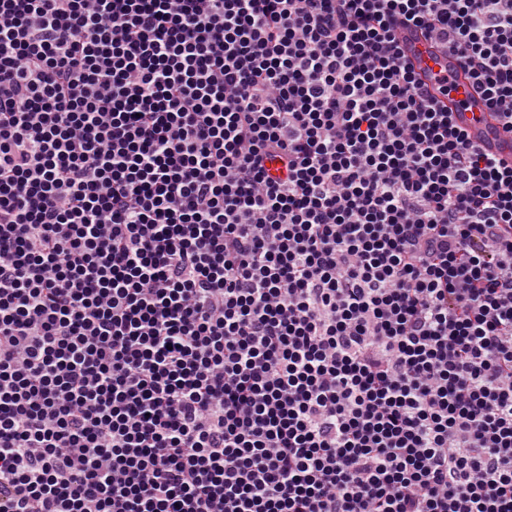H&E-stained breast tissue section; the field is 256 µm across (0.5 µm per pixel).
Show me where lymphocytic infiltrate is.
<instances>
[{
	"mask_svg": "<svg viewBox=\"0 0 512 512\" xmlns=\"http://www.w3.org/2000/svg\"><path fill=\"white\" fill-rule=\"evenodd\" d=\"M512 0H0V512H512ZM399 37L420 79L448 105L454 122L497 161L512 166V133L489 111L483 94L465 76L456 57L433 49L418 30L401 29ZM440 86H448V95Z\"/></svg>",
	"mask_w": 512,
	"mask_h": 512,
	"instance_id": "lymphocytic-infiltrate-1",
	"label": "lymphocytic infiltrate"
}]
</instances>
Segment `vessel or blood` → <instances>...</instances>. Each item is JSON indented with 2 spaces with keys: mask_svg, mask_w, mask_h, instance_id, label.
<instances>
[{
  "mask_svg": "<svg viewBox=\"0 0 512 512\" xmlns=\"http://www.w3.org/2000/svg\"><path fill=\"white\" fill-rule=\"evenodd\" d=\"M399 37L420 79L434 90L447 87L442 101L454 122L497 161L512 166V133L489 111L483 94L465 76L455 56L433 49L420 31L403 29Z\"/></svg>",
  "mask_w": 512,
  "mask_h": 512,
  "instance_id": "1",
  "label": "vessel or blood"
}]
</instances>
